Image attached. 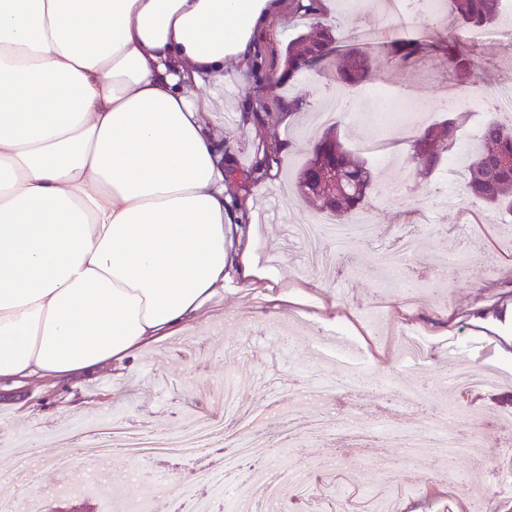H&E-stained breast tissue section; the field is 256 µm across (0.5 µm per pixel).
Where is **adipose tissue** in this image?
I'll return each mask as SVG.
<instances>
[{"label": "adipose tissue", "instance_id": "ef3b65f1", "mask_svg": "<svg viewBox=\"0 0 512 512\" xmlns=\"http://www.w3.org/2000/svg\"><path fill=\"white\" fill-rule=\"evenodd\" d=\"M275 6L0 0V388L123 366L257 277L214 127Z\"/></svg>", "mask_w": 512, "mask_h": 512}]
</instances>
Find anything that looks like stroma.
I'll return each instance as SVG.
<instances>
[{
	"instance_id": "obj_1",
	"label": "stroma",
	"mask_w": 512,
	"mask_h": 512,
	"mask_svg": "<svg viewBox=\"0 0 512 512\" xmlns=\"http://www.w3.org/2000/svg\"><path fill=\"white\" fill-rule=\"evenodd\" d=\"M375 0H281L278 10L256 30L245 63H228L224 83L225 141L233 144L238 170L249 169L260 154L276 157L275 183L234 182L231 196L246 194L243 221L252 230V254L258 267L273 272L243 287L229 277L224 289V319L171 337L165 360L144 352L125 367H110L78 385L30 383L0 391V455L25 448L39 438L40 455L55 467L36 466L32 485L42 504L55 501L69 467L82 457L71 438L85 423L117 420L120 425L165 437L205 417L218 402L216 389L226 376L238 378L237 400L244 410H267L262 428L279 434L284 414L275 402L281 388L297 391L315 381L336 383L354 372L365 375L356 391L341 390L331 409L370 422L397 393L418 391L416 407H397L391 422L402 429L432 423L435 430L473 436L469 455L447 461L434 449L411 454L394 433L361 444L340 443L330 433L297 438L290 446L230 471L217 504L231 496L241 473L282 471L280 500L288 512H341L343 503L359 506L365 488L382 478V465L394 472L392 489L400 502L420 512H472L497 473L512 471V230L503 214L450 186L444 171L414 177L410 141L398 140L388 162L372 161L375 193L363 214L375 228L372 240L340 254L332 241L320 248L321 267H313L304 246L287 228L318 212L314 201L299 196L295 178L310 141L322 134L316 115L322 92L336 83V72L315 69L285 78L288 43L308 30L310 19L325 17L346 36L372 32L367 43L371 76L359 85V106L337 116V131L350 149L377 127L368 89L391 90L402 83L415 115L416 132L446 119L442 94L465 96L471 110L453 153L467 157L478 147L481 128L493 117L482 98L487 84L512 86V57L495 38L484 42L482 79L458 83L439 51L415 66L398 69L380 51V42L399 35L381 30ZM279 79L270 87L271 79ZM409 231L420 234L421 252L404 273L418 287L413 304L397 288L379 260ZM299 300L317 297L316 306L290 313L268 302L280 289ZM468 365L492 372L487 385L450 393L443 377ZM391 378L394 390L380 394L371 382ZM197 457L169 458L167 494L152 500L151 512H174L197 469ZM454 466L459 479L444 487L439 470ZM313 475L307 497H300L291 474Z\"/></svg>"
}]
</instances>
